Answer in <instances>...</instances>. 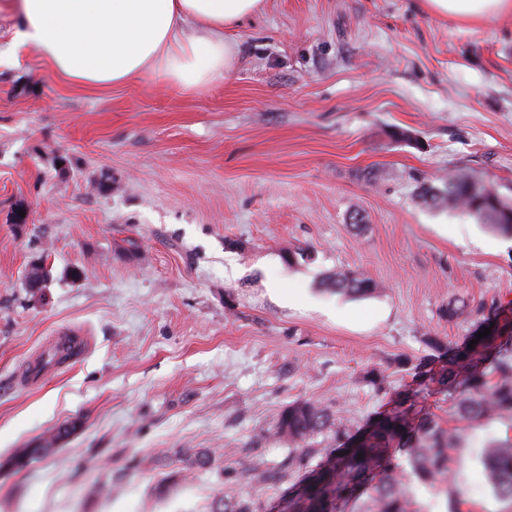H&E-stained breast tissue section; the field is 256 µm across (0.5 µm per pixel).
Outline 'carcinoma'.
I'll return each instance as SVG.
<instances>
[{"label":"carcinoma","mask_w":512,"mask_h":512,"mask_svg":"<svg viewBox=\"0 0 512 512\" xmlns=\"http://www.w3.org/2000/svg\"><path fill=\"white\" fill-rule=\"evenodd\" d=\"M441 182L440 187L421 184L419 197L512 237V223L502 221L506 211H512V203L490 185L457 173ZM49 276L44 266L31 265L28 287H40ZM323 287L353 296L380 289L375 281L344 269L328 274ZM466 313L479 317L475 328L451 347L437 337L430 339L432 353L410 365L413 377L421 384L438 381L448 395V413L454 419L480 425L492 417H512V311L496 303L472 308L463 298L450 301L444 310L450 321ZM485 328L491 334L477 338ZM473 340L476 344L470 349ZM275 434L299 451L298 457L285 458L279 469L286 471L295 463L305 468L299 481L288 488L284 512H340L343 503L367 491L365 512H420L412 490L415 482L445 490L447 512H464L469 506L466 490L451 478L459 434L416 410L409 392L399 395L396 409L377 414L354 432L336 426L331 411L321 403L297 401L283 410ZM320 436L329 446L316 447ZM482 470L494 495L512 500L511 436L485 446ZM219 512H263V507L249 496L230 495L224 497Z\"/></svg>","instance_id":"obj_1"}]
</instances>
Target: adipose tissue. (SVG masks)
I'll return each instance as SVG.
<instances>
[{
	"mask_svg": "<svg viewBox=\"0 0 512 512\" xmlns=\"http://www.w3.org/2000/svg\"><path fill=\"white\" fill-rule=\"evenodd\" d=\"M441 15L480 24L512 0H426ZM264 0H17L16 45H35L54 70L87 87L160 73L191 93L225 80L237 58L231 31Z\"/></svg>",
	"mask_w": 512,
	"mask_h": 512,
	"instance_id": "1",
	"label": "adipose tissue"
}]
</instances>
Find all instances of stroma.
<instances>
[{
  "label": "stroma",
  "instance_id": "1",
  "mask_svg": "<svg viewBox=\"0 0 512 512\" xmlns=\"http://www.w3.org/2000/svg\"><path fill=\"white\" fill-rule=\"evenodd\" d=\"M13 3L0 0V512H213L230 492L272 507L281 485L243 466L289 455L275 428L299 400L353 431L414 389L447 422L408 364L473 329L443 317L449 300L512 304V239L415 189L459 172L512 200V15L266 0L234 33L227 80L181 94L150 76L68 82L14 47ZM299 246L315 261L288 263ZM37 259L50 277L33 291ZM339 268L379 291H324ZM66 333L81 351L40 368ZM70 423L52 454L14 465ZM508 424L458 426L473 512H512L477 487Z\"/></svg>",
  "mask_w": 512,
  "mask_h": 512
}]
</instances>
